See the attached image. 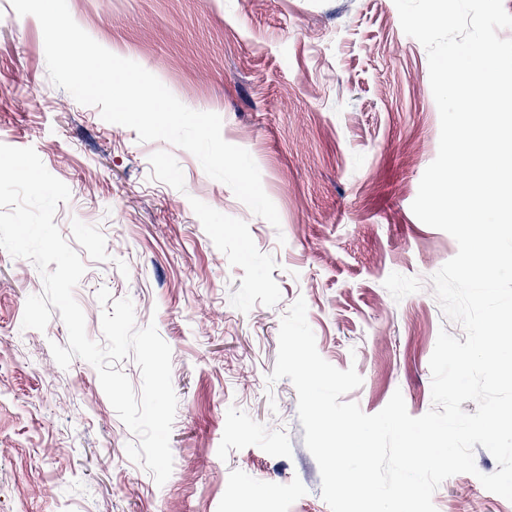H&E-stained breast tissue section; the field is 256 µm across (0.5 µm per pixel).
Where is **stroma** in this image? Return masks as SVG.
Segmentation results:
<instances>
[{
  "label": "stroma",
  "mask_w": 512,
  "mask_h": 512,
  "mask_svg": "<svg viewBox=\"0 0 512 512\" xmlns=\"http://www.w3.org/2000/svg\"><path fill=\"white\" fill-rule=\"evenodd\" d=\"M75 22L154 74L255 160L280 227L206 175L190 152L105 122L48 75L42 28L0 0V143L34 148L70 189L54 222L83 260L74 297L102 341L96 294L131 299L172 351L173 470L156 484L94 366L54 360L67 328L22 326L43 278L0 250V512H330L304 444L297 393L269 382L297 298L319 354L362 385L367 414L401 392L432 406L440 331L462 336L431 293L458 250L411 205L436 158L440 117L425 48L394 0H67ZM435 491L437 512H512L479 474Z\"/></svg>",
  "instance_id": "obj_1"
}]
</instances>
